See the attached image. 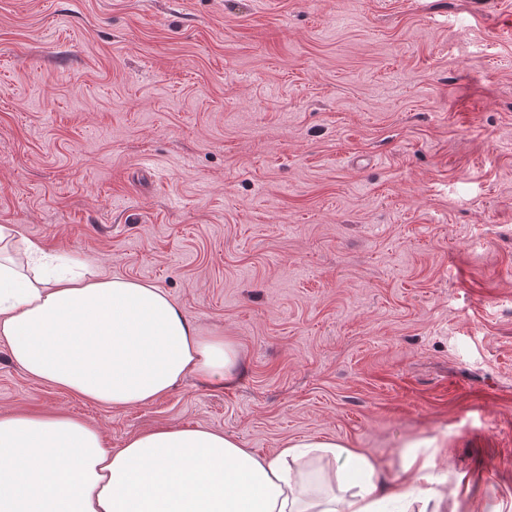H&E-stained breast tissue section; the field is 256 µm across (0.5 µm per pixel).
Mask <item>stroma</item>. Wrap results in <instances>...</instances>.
<instances>
[{
	"label": "stroma",
	"instance_id": "stroma-1",
	"mask_svg": "<svg viewBox=\"0 0 512 512\" xmlns=\"http://www.w3.org/2000/svg\"><path fill=\"white\" fill-rule=\"evenodd\" d=\"M0 224L240 357L115 409L0 344V414L430 440L441 512H512V0H0Z\"/></svg>",
	"mask_w": 512,
	"mask_h": 512
}]
</instances>
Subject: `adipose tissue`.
Here are the masks:
<instances>
[{"instance_id":"ef3b65f1","label":"adipose tissue","mask_w":512,"mask_h":512,"mask_svg":"<svg viewBox=\"0 0 512 512\" xmlns=\"http://www.w3.org/2000/svg\"><path fill=\"white\" fill-rule=\"evenodd\" d=\"M0 342L31 377L127 408L187 373L233 384L238 349L203 336L160 288L74 273L16 225H0ZM432 455L406 453L389 480L372 454L329 439L261 456L203 427L141 432L111 451L63 414L0 415V512H440Z\"/></svg>"}]
</instances>
